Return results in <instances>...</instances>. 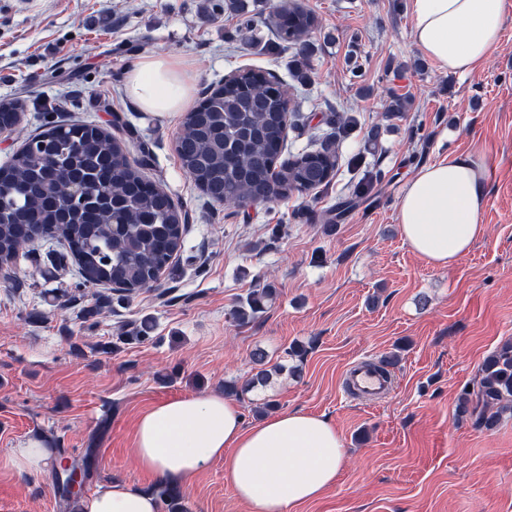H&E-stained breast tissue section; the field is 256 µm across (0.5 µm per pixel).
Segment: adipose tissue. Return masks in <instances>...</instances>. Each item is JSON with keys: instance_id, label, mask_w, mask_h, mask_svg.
Here are the masks:
<instances>
[{"instance_id": "1", "label": "adipose tissue", "mask_w": 512, "mask_h": 512, "mask_svg": "<svg viewBox=\"0 0 512 512\" xmlns=\"http://www.w3.org/2000/svg\"><path fill=\"white\" fill-rule=\"evenodd\" d=\"M412 40L440 71L479 70L512 16V0H411ZM125 93L143 111H185L193 89L167 57L142 55L128 70ZM489 162L478 148L419 169L399 199L397 222L413 252L439 268L452 267L486 233ZM344 443L326 419L280 412L245 426L239 407L214 394L162 400L143 412L134 454L141 470L189 488L214 460L234 494L252 512H292L322 496L335 482ZM151 492L120 481L104 482L75 504V512H158Z\"/></svg>"}]
</instances>
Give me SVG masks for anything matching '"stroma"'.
I'll return each instance as SVG.
<instances>
[{
    "label": "stroma",
    "instance_id": "obj_1",
    "mask_svg": "<svg viewBox=\"0 0 512 512\" xmlns=\"http://www.w3.org/2000/svg\"><path fill=\"white\" fill-rule=\"evenodd\" d=\"M284 0H0V101L21 121L0 133V165L50 126L107 129L186 214L170 272L99 314L94 287L47 246L0 278V512H72L54 471L18 472L11 449L44 437L56 456H90L82 493L120 480L160 483L134 455L138 417L157 401L223 394L251 375L250 354L284 373L237 397L333 424L345 458L335 483L294 512H512V420L492 432L456 416L484 358L512 337V17L485 65L444 73L411 38V0H301L319 26L307 51L280 42ZM178 62L195 99L244 68L274 74L292 97L281 161L335 148L327 186L237 208L204 195L175 151L182 114L142 111L125 74L146 53ZM404 109L392 111L395 100ZM491 160L487 234L449 268L428 264L396 220L424 165L470 146ZM272 291L259 318L235 321L252 290ZM148 326L151 342L136 341ZM385 398L348 396L355 363L391 353ZM250 512L224 463L201 469L178 510Z\"/></svg>",
    "mask_w": 512,
    "mask_h": 512
}]
</instances>
